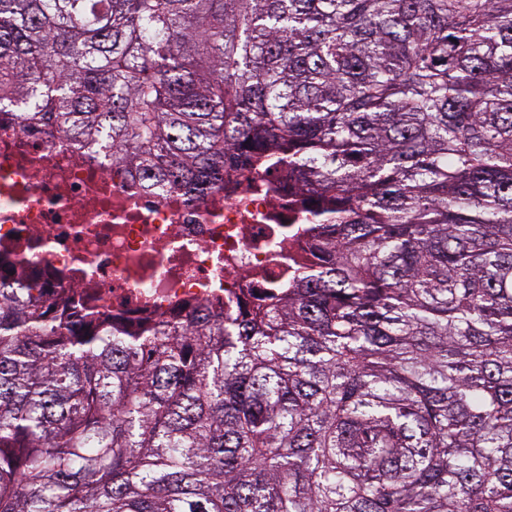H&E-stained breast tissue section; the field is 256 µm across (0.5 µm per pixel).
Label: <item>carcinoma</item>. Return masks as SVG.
<instances>
[{
	"mask_svg": "<svg viewBox=\"0 0 512 512\" xmlns=\"http://www.w3.org/2000/svg\"><path fill=\"white\" fill-rule=\"evenodd\" d=\"M4 103L279 165L320 257L138 331L0 282V512H512V0H0Z\"/></svg>",
	"mask_w": 512,
	"mask_h": 512,
	"instance_id": "1",
	"label": "carcinoma"
}]
</instances>
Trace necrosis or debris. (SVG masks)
<instances>
[{"label":"necrosis or debris","mask_w":512,"mask_h":512,"mask_svg":"<svg viewBox=\"0 0 512 512\" xmlns=\"http://www.w3.org/2000/svg\"><path fill=\"white\" fill-rule=\"evenodd\" d=\"M303 215L277 170L225 169L223 188L193 201L0 111V279L38 284L73 328L97 311L127 326L260 307L312 258Z\"/></svg>","instance_id":"necrosis-or-debris-1"}]
</instances>
